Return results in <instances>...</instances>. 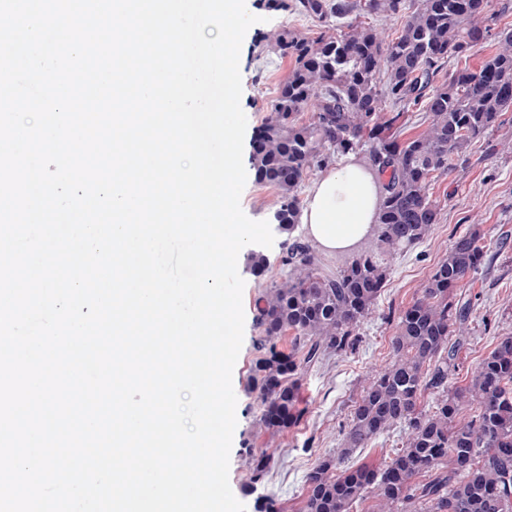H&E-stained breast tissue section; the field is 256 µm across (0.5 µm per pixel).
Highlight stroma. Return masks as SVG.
Returning <instances> with one entry per match:
<instances>
[{
  "instance_id": "35a3bbf8",
  "label": "stroma",
  "mask_w": 512,
  "mask_h": 512,
  "mask_svg": "<svg viewBox=\"0 0 512 512\" xmlns=\"http://www.w3.org/2000/svg\"><path fill=\"white\" fill-rule=\"evenodd\" d=\"M246 8L259 18L244 37L239 62L241 107L247 117L243 154L248 157L268 107L294 64L292 57L280 56L269 48V38L285 27L313 42L327 29L293 11L268 8L265 0H247ZM481 24L488 33L465 56L467 65L474 69L495 52L501 34L512 31V0H490ZM428 193L440 208L435 230L391 260L386 286L374 312L360 327L356 350L343 355L324 353L299 374L300 394L308 412L297 427L277 435L260 432L257 426L259 390L254 377L257 361L264 355L259 347L262 332L257 303L265 291L287 275L288 269L281 262L287 246L282 236H275L272 247L265 251L267 264L258 274L247 256L240 259L238 272L245 282V325L233 370L237 425L230 452L229 482L246 512H255V500L260 494L275 499L281 512H302L307 473L340 447L363 379L390 360L399 314L412 305L421 284L459 235L480 230L488 252L461 288L472 301V314L469 334L458 354L454 385L466 386L497 338L512 334V110L503 114L498 129L471 146L465 162L457 163L448 175L434 179ZM253 455L270 460L263 484L254 495L245 491L250 478L248 461Z\"/></svg>"
}]
</instances>
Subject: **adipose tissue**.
Here are the masks:
<instances>
[{
  "label": "adipose tissue",
  "mask_w": 512,
  "mask_h": 512,
  "mask_svg": "<svg viewBox=\"0 0 512 512\" xmlns=\"http://www.w3.org/2000/svg\"><path fill=\"white\" fill-rule=\"evenodd\" d=\"M380 198L381 183L374 171L351 158L325 170L313 183L300 222L325 252H344L373 233Z\"/></svg>",
  "instance_id": "ef3b65f1"
}]
</instances>
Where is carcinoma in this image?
Instances as JSON below:
<instances>
[{
  "label": "carcinoma",
  "instance_id": "obj_1",
  "mask_svg": "<svg viewBox=\"0 0 512 512\" xmlns=\"http://www.w3.org/2000/svg\"><path fill=\"white\" fill-rule=\"evenodd\" d=\"M268 2L327 25L352 13L408 12L401 33L388 40L355 18L347 31L312 44L286 28L273 36L275 50L293 55L295 65L259 129L251 164L257 182L277 190L279 233L292 240L300 223L298 190L308 171L363 154L383 178L373 241L328 274L312 248L292 240L282 257L288 278L261 297L259 323L270 347L256 366L258 426L275 434L306 415L295 376L326 351L346 354L358 346L359 327L388 277L379 255L414 247L439 223L431 179L448 174L452 161L465 159L512 109V32L502 34L498 51L478 69H459L435 85L448 58L484 39L477 21L488 0ZM312 100L311 118L299 121ZM387 100L402 110L384 111ZM411 104L423 106L430 121L402 141ZM482 241L477 230L457 238L399 316L392 359L362 386L346 447L306 476L304 512H349L368 497L372 512H512V336L498 337L468 385L448 387L471 314V302L455 289L476 271ZM288 336L287 353L277 343ZM428 391L438 398L425 411L420 399ZM401 425L402 448L382 466L345 464L354 450ZM268 467L265 457L251 459L253 486Z\"/></svg>",
  "mask_w": 512,
  "mask_h": 512
}]
</instances>
